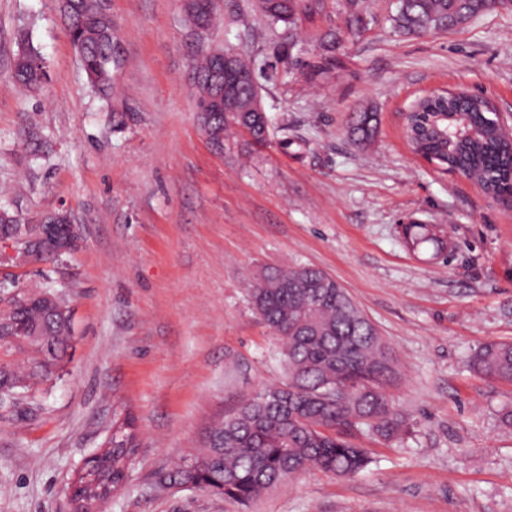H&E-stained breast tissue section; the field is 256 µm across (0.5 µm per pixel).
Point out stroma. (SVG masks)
Segmentation results:
<instances>
[{
	"label": "stroma",
	"instance_id": "1",
	"mask_svg": "<svg viewBox=\"0 0 512 512\" xmlns=\"http://www.w3.org/2000/svg\"><path fill=\"white\" fill-rule=\"evenodd\" d=\"M396 0L336 50V78L304 84L287 55L313 58L309 28L270 27L252 0H217L210 40L253 63L272 117L265 144L216 147L195 110L196 38L182 0H111L113 95L90 87L56 0H0V207L35 229L70 212L79 248L18 256L14 287L50 286L69 307L70 359L36 396L0 404V512H71L74 470L112 423L139 448L106 512H512V383L469 366L512 341V210L413 154L403 113L440 88L490 98L512 117V9L450 31L395 33ZM47 78H12L21 38ZM379 114L360 148L351 112ZM127 113L114 126L113 109ZM404 224H443L448 251L413 252ZM318 268L346 289L395 353L390 394L408 423L361 442L353 477L305 472L242 506L161 489L156 472L194 454L211 419L286 382L280 342L248 304L265 266Z\"/></svg>",
	"mask_w": 512,
	"mask_h": 512
}]
</instances>
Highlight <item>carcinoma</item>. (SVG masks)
<instances>
[{"label": "carcinoma", "instance_id": "cac0c4a2", "mask_svg": "<svg viewBox=\"0 0 512 512\" xmlns=\"http://www.w3.org/2000/svg\"><path fill=\"white\" fill-rule=\"evenodd\" d=\"M365 0H345L347 34L364 29ZM256 10L273 25L290 30L316 25L325 10L323 0H257ZM505 7L503 0H398L391 15L393 28L404 35H421L462 26ZM60 10L77 48L88 82L102 97L112 94L110 56L116 40L112 18L98 0H67ZM190 26L210 29L216 8L200 12L184 4ZM322 53L312 59L291 60L289 73L299 82H325L336 77V48L340 32L319 34ZM40 57L28 42L21 44L14 67L15 80L37 85L45 70L31 61ZM214 60L197 51L193 59L197 99L216 95ZM260 95L257 79L237 85L225 100L209 104L203 120L210 140L221 146L224 133L238 129L262 145L269 136V118L250 112L247 104ZM411 111L418 134L412 149L478 182L487 191L512 189V144L498 138L488 109L471 96L434 94L416 102ZM378 116L367 108L353 114L349 133L359 146L377 133ZM407 248L424 244L434 252L447 250L443 230L436 224H404ZM47 289L25 291L13 303L10 320L39 326L38 343H20L0 356V388L12 393H35L38 386L65 368L72 342L71 317H51L43 295ZM250 305L263 324L281 340L287 368L286 383L243 399L230 413L216 419L203 437L202 452L178 466L157 473L160 488H197L240 505H248L269 489L311 468L338 476L364 471L371 458L352 441L358 430L384 441L400 436L406 420L393 407L389 389L399 378L396 357L383 337L348 293L323 271L311 267H267L250 291ZM481 376L512 382V342L490 341L471 358ZM138 448L133 422L125 418L112 434V454L104 466L85 470L76 483L83 501H103L109 488L126 483Z\"/></svg>", "mask_w": 512, "mask_h": 512}]
</instances>
